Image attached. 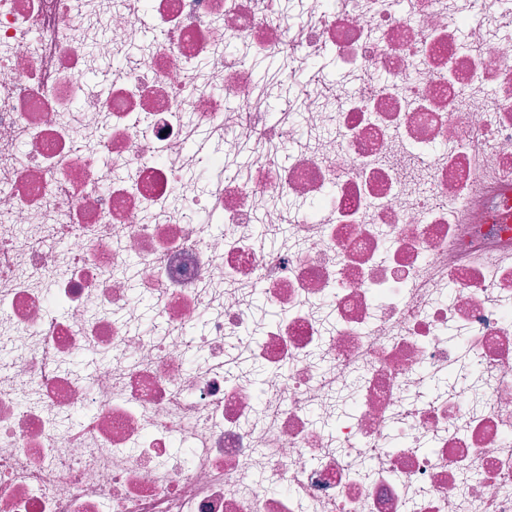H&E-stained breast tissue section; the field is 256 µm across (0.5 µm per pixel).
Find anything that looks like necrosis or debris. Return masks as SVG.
Wrapping results in <instances>:
<instances>
[{
	"label": "necrosis or debris",
	"mask_w": 512,
	"mask_h": 512,
	"mask_svg": "<svg viewBox=\"0 0 512 512\" xmlns=\"http://www.w3.org/2000/svg\"><path fill=\"white\" fill-rule=\"evenodd\" d=\"M493 2L300 0L291 27L281 0H0V512H512ZM148 30L132 69L87 81ZM281 50L337 73L297 125L252 108L248 61ZM224 125L223 154L190 150ZM283 139L288 163L225 177ZM283 197L301 235L270 249ZM143 297L161 333L137 331Z\"/></svg>",
	"instance_id": "4bbe7bcc"
}]
</instances>
